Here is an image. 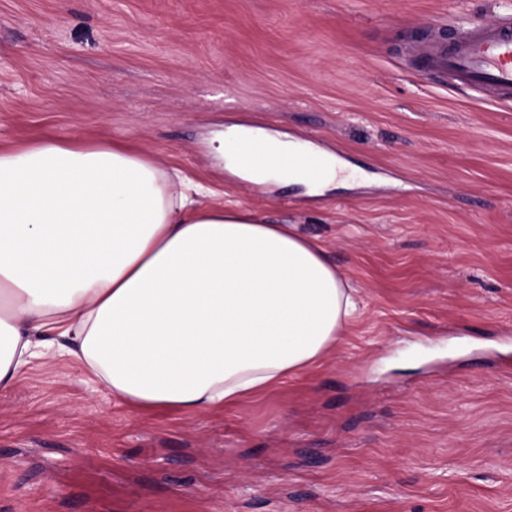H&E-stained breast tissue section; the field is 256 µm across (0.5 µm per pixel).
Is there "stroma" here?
Listing matches in <instances>:
<instances>
[{
    "label": "stroma",
    "mask_w": 512,
    "mask_h": 512,
    "mask_svg": "<svg viewBox=\"0 0 512 512\" xmlns=\"http://www.w3.org/2000/svg\"><path fill=\"white\" fill-rule=\"evenodd\" d=\"M512 0H0V150L119 142L323 243L361 303L318 368L218 413L80 363L0 392V512H512V100L427 68ZM345 166L248 181L228 130Z\"/></svg>",
    "instance_id": "obj_1"
}]
</instances>
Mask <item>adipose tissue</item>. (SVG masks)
Instances as JSON below:
<instances>
[{
	"label": "adipose tissue",
	"mask_w": 512,
	"mask_h": 512,
	"mask_svg": "<svg viewBox=\"0 0 512 512\" xmlns=\"http://www.w3.org/2000/svg\"><path fill=\"white\" fill-rule=\"evenodd\" d=\"M303 160L245 136L230 166L335 178ZM205 192L119 144L0 151V391L60 353L136 409L207 413L319 365L357 311L325 246Z\"/></svg>",
	"instance_id": "obj_1"
}]
</instances>
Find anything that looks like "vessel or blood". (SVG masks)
<instances>
[{
    "mask_svg": "<svg viewBox=\"0 0 512 512\" xmlns=\"http://www.w3.org/2000/svg\"><path fill=\"white\" fill-rule=\"evenodd\" d=\"M427 66L448 71L470 87L490 86L512 95V20L462 29L452 47L424 51Z\"/></svg>",
    "mask_w": 512,
    "mask_h": 512,
    "instance_id": "1",
    "label": "vessel or blood"
}]
</instances>
